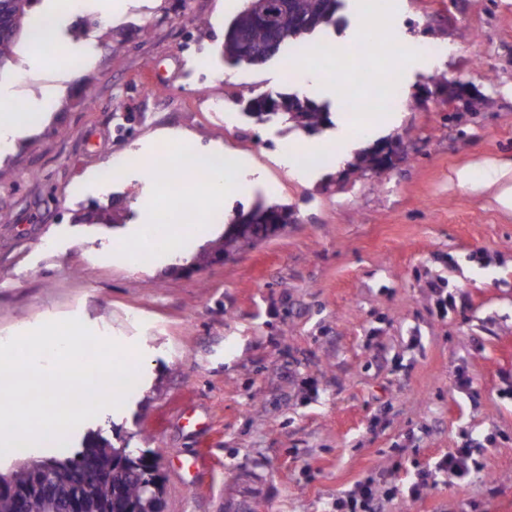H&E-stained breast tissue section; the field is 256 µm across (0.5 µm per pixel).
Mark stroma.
Listing matches in <instances>:
<instances>
[{
	"label": "stroma",
	"instance_id": "1",
	"mask_svg": "<svg viewBox=\"0 0 512 512\" xmlns=\"http://www.w3.org/2000/svg\"><path fill=\"white\" fill-rule=\"evenodd\" d=\"M243 0H126L104 16L68 11L64 42L84 28L90 65L64 53L32 71L23 46L0 69L15 99L63 90L39 134L0 155V335L76 318L138 355V380L68 444L31 447L65 457L93 433L114 445L160 450L163 512H216L235 473L271 474L264 512H329L367 476L403 484L452 448L470 474L432 472L420 498L384 512H512V211L490 189L454 173L512 165V0H390L406 43L435 41L442 55L387 58L401 78L396 126L372 136L397 144L389 167L358 177L343 159L289 176L283 143L332 144L341 119L372 124L335 93L311 90L330 121L308 135L281 117L258 121L248 101L296 92L276 55L232 66L224 33ZM184 131L200 148L240 158L256 202L288 205L294 221L221 263L176 269L152 254L117 262L139 242L153 189L130 172L87 192V172ZM131 209L115 226L88 210ZM448 290L435 311L430 282ZM471 389L457 391L459 376ZM207 420L183 429V410ZM204 454L194 480L174 459ZM403 461L393 470L395 461Z\"/></svg>",
	"mask_w": 512,
	"mask_h": 512
}]
</instances>
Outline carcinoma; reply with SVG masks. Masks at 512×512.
<instances>
[{
  "mask_svg": "<svg viewBox=\"0 0 512 512\" xmlns=\"http://www.w3.org/2000/svg\"><path fill=\"white\" fill-rule=\"evenodd\" d=\"M260 1L266 2L265 10H277L278 0H246L245 5L233 17L224 39V60L232 65H259L270 58L269 29L263 17L254 8ZM37 2L38 0H0V68L12 60L15 54V39L21 34L24 20ZM337 2L338 0H299L300 10L306 17V22L288 23L280 35L278 50H283L288 42L311 34L322 26L336 24ZM239 30L247 32V42L238 41L236 32ZM274 104L288 115V119L308 131L316 130L326 120L327 113L323 107L308 98L286 95L274 101ZM233 211L235 215L231 224L235 226L244 214L251 224H265L273 214L280 215L285 224L291 218L289 209L280 205L258 204L246 213L243 206L238 203L233 207ZM254 241L255 238L244 233L232 235V229L229 228L224 236L211 242V247L237 250L252 245ZM125 454L126 448L102 441L88 444L71 456L53 458L57 465L55 493L59 496L80 497L83 512H116L118 509H124L126 512H152L145 485L155 479V474L154 468L148 465L142 464L130 469L128 474L116 483L108 480L84 482L74 476V471L78 470L85 460L89 461L91 472L109 473ZM46 461L45 457H33L3 472L0 471V482L29 490L25 504L26 512H52L45 495L35 490L31 484L33 473L38 467L44 466Z\"/></svg>",
  "mask_w": 512,
  "mask_h": 512,
  "instance_id": "obj_1",
  "label": "carcinoma"
}]
</instances>
